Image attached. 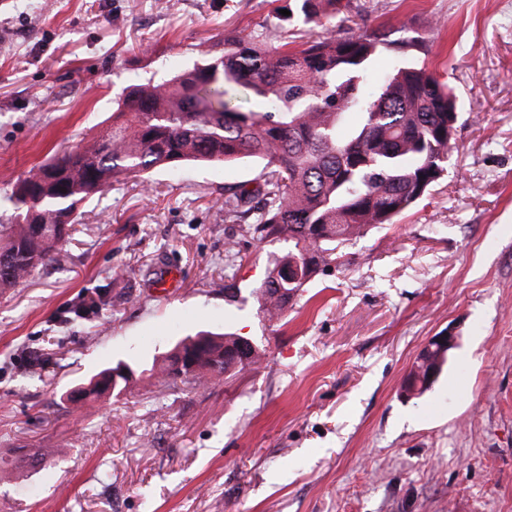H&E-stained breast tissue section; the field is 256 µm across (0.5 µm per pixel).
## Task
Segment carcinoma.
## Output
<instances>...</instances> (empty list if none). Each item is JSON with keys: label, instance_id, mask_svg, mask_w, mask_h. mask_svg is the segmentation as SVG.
<instances>
[{"label": "carcinoma", "instance_id": "1", "mask_svg": "<svg viewBox=\"0 0 512 512\" xmlns=\"http://www.w3.org/2000/svg\"><path fill=\"white\" fill-rule=\"evenodd\" d=\"M288 22L321 27L323 36L268 46L226 37L200 51L192 66L158 82L130 79L112 109V124L20 178L9 200L13 220L0 224V292L26 281L55 259L92 194L161 169L173 177L188 162L262 163L255 186H224V219L256 214L260 239L292 243L274 258L257 291L268 320H279L302 288L336 262L339 244L409 213L441 178L457 121L450 85L424 65L392 59L378 86L375 60L392 42L375 30L338 35L331 20L343 0H293ZM232 332L182 338L161 370L205 386L262 354ZM434 351L413 365L403 389L431 385ZM128 378L109 367L74 388L89 394L123 389Z\"/></svg>", "mask_w": 512, "mask_h": 512}]
</instances>
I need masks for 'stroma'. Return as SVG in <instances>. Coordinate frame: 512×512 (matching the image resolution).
<instances>
[{
    "instance_id": "1",
    "label": "stroma",
    "mask_w": 512,
    "mask_h": 512,
    "mask_svg": "<svg viewBox=\"0 0 512 512\" xmlns=\"http://www.w3.org/2000/svg\"><path fill=\"white\" fill-rule=\"evenodd\" d=\"M288 4L0 0V222L20 176L111 123L130 72L164 77L228 36H313L283 21ZM343 25L381 30L454 87L442 178L339 245L340 265L278 321L255 291L288 240L253 239L214 203L257 162L89 198L55 260L0 294V512H512V0H350ZM227 328L260 364L67 400L108 364L142 371ZM446 331L458 345L442 373L403 396ZM34 351L51 362L33 378Z\"/></svg>"
}]
</instances>
